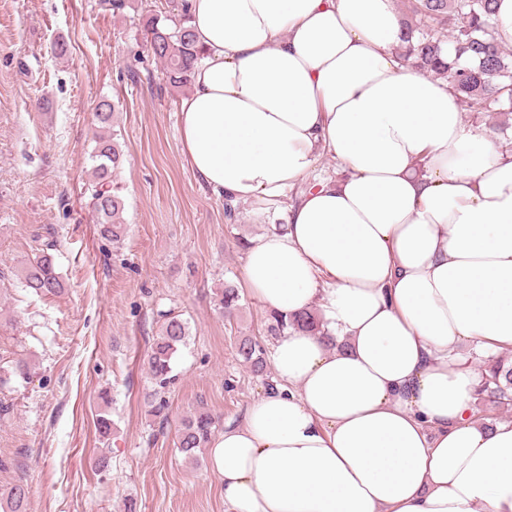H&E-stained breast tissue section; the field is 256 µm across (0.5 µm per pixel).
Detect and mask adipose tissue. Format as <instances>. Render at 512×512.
<instances>
[{"mask_svg":"<svg viewBox=\"0 0 512 512\" xmlns=\"http://www.w3.org/2000/svg\"><path fill=\"white\" fill-rule=\"evenodd\" d=\"M205 57L181 144L215 193L284 215L242 269L291 329L276 390L209 450L227 512H512V420L471 413L473 345L512 348V137L402 63L393 0H186ZM331 153L336 177L312 179ZM308 182L299 198L291 193Z\"/></svg>","mask_w":512,"mask_h":512,"instance_id":"obj_1","label":"adipose tissue"}]
</instances>
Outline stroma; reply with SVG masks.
Segmentation results:
<instances>
[{"instance_id":"1","label":"stroma","mask_w":512,"mask_h":512,"mask_svg":"<svg viewBox=\"0 0 512 512\" xmlns=\"http://www.w3.org/2000/svg\"><path fill=\"white\" fill-rule=\"evenodd\" d=\"M179 4L135 0L114 14L102 0H0V360L31 367L0 385V493L27 485L28 512H225L208 454L178 450L180 421L203 407L240 423L265 392L237 343L275 341L241 276L247 240L269 224L244 202L227 219L190 168L181 95L145 48L142 15ZM103 98L122 113L127 233L116 245L100 239L84 192ZM51 240L66 288L39 296L19 271ZM227 283L241 296L229 318L216 305ZM169 312L188 338L162 423L146 359Z\"/></svg>"}]
</instances>
